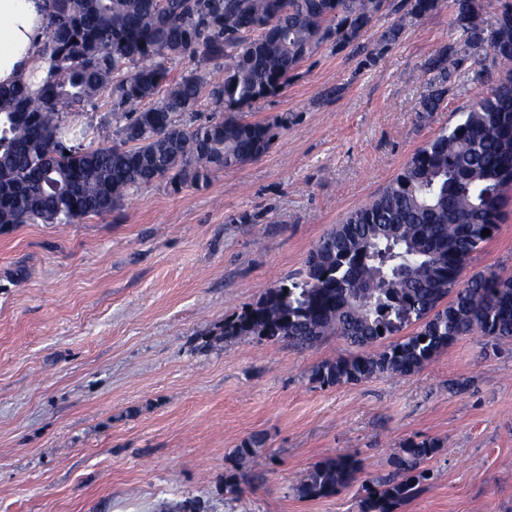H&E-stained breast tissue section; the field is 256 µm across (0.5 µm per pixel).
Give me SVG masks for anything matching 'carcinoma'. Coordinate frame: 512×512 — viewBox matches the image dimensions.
<instances>
[{
    "label": "carcinoma",
    "mask_w": 512,
    "mask_h": 512,
    "mask_svg": "<svg viewBox=\"0 0 512 512\" xmlns=\"http://www.w3.org/2000/svg\"><path fill=\"white\" fill-rule=\"evenodd\" d=\"M441 0H48L39 57L46 77L0 85V228L74 224L112 212L130 190L169 180L179 190L256 159L276 123L237 113L277 95L300 64L325 44L354 45L380 12L398 15L381 35L398 39ZM458 37L425 60L432 90L420 111L440 110L456 79L483 83L491 64L511 66L452 127L415 150L374 198L352 211L310 250L304 269L266 289L224 321L226 338L255 336L309 350L326 338L354 351L314 365L322 386L405 376L466 336L490 346L512 342V277L476 273L461 280L492 239L512 182V4L487 22L479 0H453ZM199 57L224 65L221 79L192 70L174 81L169 64ZM213 116L182 122L203 91ZM107 94L118 140L68 146L83 132L65 123ZM488 229L490 234L482 235ZM264 446L254 435L233 450L224 488L238 491L243 467ZM442 448L408 438L392 455L394 472L365 486L360 512H396L427 478ZM350 454L315 463L293 485L305 500L331 497L356 479Z\"/></svg>",
    "instance_id": "carcinoma-1"
}]
</instances>
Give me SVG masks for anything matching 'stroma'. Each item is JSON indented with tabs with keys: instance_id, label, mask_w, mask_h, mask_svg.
Returning <instances> with one entry per match:
<instances>
[{
	"instance_id": "1",
	"label": "stroma",
	"mask_w": 512,
	"mask_h": 512,
	"mask_svg": "<svg viewBox=\"0 0 512 512\" xmlns=\"http://www.w3.org/2000/svg\"><path fill=\"white\" fill-rule=\"evenodd\" d=\"M394 20L382 12L358 48L322 47L244 112L276 125L258 159L177 191L156 181L103 216L0 231V512H359L365 483L417 435L444 446L397 512H512V343L469 336L414 374L323 387L310 370L348 353L343 339L298 351L219 334L490 90L421 113L422 65L455 36L451 2L380 46ZM66 119L88 129L83 147L116 138L107 97ZM507 196L467 274L512 275ZM254 435L251 476L227 493L233 451ZM346 453L363 467L349 486L293 494Z\"/></svg>"
}]
</instances>
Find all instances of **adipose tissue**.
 <instances>
[{
  "label": "adipose tissue",
  "instance_id": "adipose-tissue-1",
  "mask_svg": "<svg viewBox=\"0 0 512 512\" xmlns=\"http://www.w3.org/2000/svg\"><path fill=\"white\" fill-rule=\"evenodd\" d=\"M47 23L45 0H0V85L45 77L38 49Z\"/></svg>",
  "mask_w": 512,
  "mask_h": 512
}]
</instances>
